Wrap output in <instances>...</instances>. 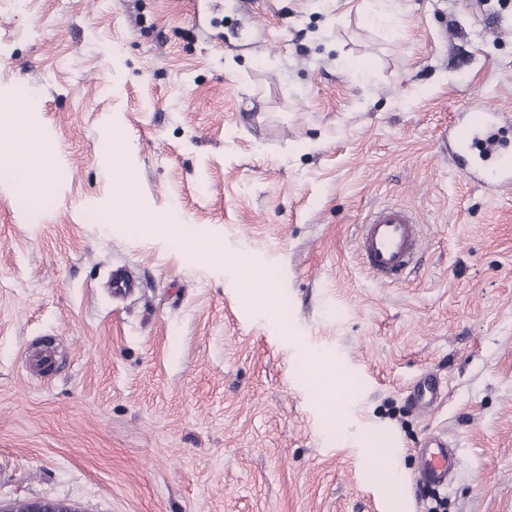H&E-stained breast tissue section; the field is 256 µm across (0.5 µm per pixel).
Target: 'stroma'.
<instances>
[{"label": "stroma", "instance_id": "35a3bbf8", "mask_svg": "<svg viewBox=\"0 0 512 512\" xmlns=\"http://www.w3.org/2000/svg\"><path fill=\"white\" fill-rule=\"evenodd\" d=\"M19 85L60 170L35 216L0 182V504L428 512L412 477L439 431L460 446L439 512H512V192L438 149L461 116L512 113V0H0V89ZM113 135L143 207L278 287L113 224ZM387 203L423 226L394 286L355 246ZM116 265L140 288L113 295ZM311 356L352 381L333 428ZM425 373L443 397L421 414ZM376 431L396 498L370 476ZM216 261L224 263L225 267H230L240 272L241 283L244 288H252L255 282V274L253 269L246 264L237 251H221L213 255Z\"/></svg>", "mask_w": 512, "mask_h": 512}]
</instances>
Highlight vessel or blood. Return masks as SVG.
Returning a JSON list of instances; mask_svg holds the SVG:
<instances>
[{
    "label": "vessel or blood",
    "mask_w": 512,
    "mask_h": 512,
    "mask_svg": "<svg viewBox=\"0 0 512 512\" xmlns=\"http://www.w3.org/2000/svg\"><path fill=\"white\" fill-rule=\"evenodd\" d=\"M450 140L467 179L496 190L512 187V126L499 112L487 109L469 121L455 124ZM422 248V229L416 215L401 205L374 209L359 227L356 249L364 268L378 282L400 283ZM439 381L431 375L418 379L409 394L422 412L441 398ZM421 459L413 482L416 487L444 489L459 462V451L441 435H429L418 450Z\"/></svg>",
    "instance_id": "1"
}]
</instances>
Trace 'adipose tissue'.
Listing matches in <instances>:
<instances>
[{
  "instance_id": "ef3b65f1",
  "label": "adipose tissue",
  "mask_w": 512,
  "mask_h": 512,
  "mask_svg": "<svg viewBox=\"0 0 512 512\" xmlns=\"http://www.w3.org/2000/svg\"><path fill=\"white\" fill-rule=\"evenodd\" d=\"M54 163L52 154H43L37 160L28 151L18 149L0 159V180L11 184L30 203L35 204L50 196L54 190V182L49 176ZM117 196V206L112 213L114 223L126 225L142 235L159 233V220L137 203L127 182L118 184Z\"/></svg>"
}]
</instances>
